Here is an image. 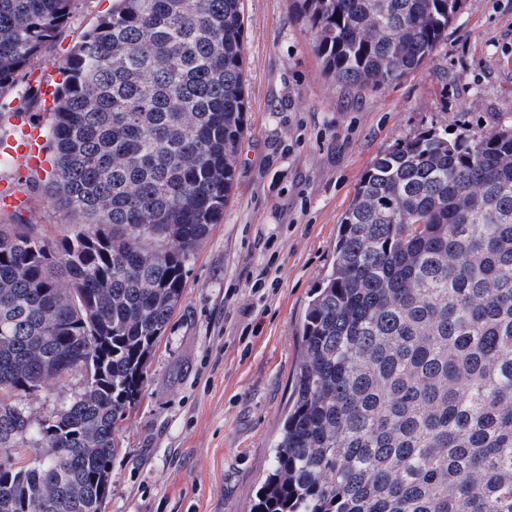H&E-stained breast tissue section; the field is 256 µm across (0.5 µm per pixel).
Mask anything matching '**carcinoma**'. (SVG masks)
Returning <instances> with one entry per match:
<instances>
[{
	"label": "carcinoma",
	"instance_id": "carcinoma-1",
	"mask_svg": "<svg viewBox=\"0 0 512 512\" xmlns=\"http://www.w3.org/2000/svg\"><path fill=\"white\" fill-rule=\"evenodd\" d=\"M72 2L0 0V97ZM292 2L325 72L374 90L423 65L465 0ZM58 70L44 191L79 222L0 224V512H103L120 422L232 197L243 0H115ZM301 341L251 512H512L511 127L374 160ZM74 372L82 392L47 419L10 401Z\"/></svg>",
	"mask_w": 512,
	"mask_h": 512
}]
</instances>
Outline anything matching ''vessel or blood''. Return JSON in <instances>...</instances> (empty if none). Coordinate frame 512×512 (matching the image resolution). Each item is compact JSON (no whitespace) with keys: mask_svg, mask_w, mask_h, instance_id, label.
Wrapping results in <instances>:
<instances>
[{"mask_svg":"<svg viewBox=\"0 0 512 512\" xmlns=\"http://www.w3.org/2000/svg\"><path fill=\"white\" fill-rule=\"evenodd\" d=\"M12 130L0 137V159L13 170V177L0 179V202L15 207L26 202L19 179L31 172H50L52 158L44 147L39 120L27 112L11 115Z\"/></svg>","mask_w":512,"mask_h":512,"instance_id":"b4317fda","label":"vessel or blood"}]
</instances>
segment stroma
<instances>
[{"mask_svg": "<svg viewBox=\"0 0 512 512\" xmlns=\"http://www.w3.org/2000/svg\"><path fill=\"white\" fill-rule=\"evenodd\" d=\"M112 0H73L36 69L57 65ZM249 131L233 198L119 427L105 512H249L272 463L301 345L339 224L375 158L421 132L512 126V0H465L424 65L375 91L327 77L289 0H244ZM27 177L24 214L56 238L72 219ZM80 377L21 399L48 418Z\"/></svg>", "mask_w": 512, "mask_h": 512, "instance_id": "obj_1", "label": "stroma"}]
</instances>
